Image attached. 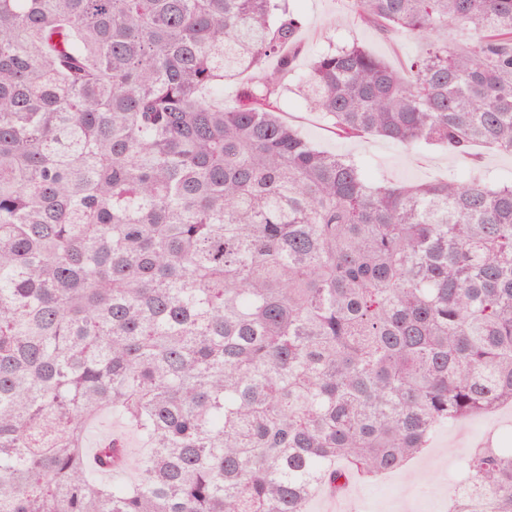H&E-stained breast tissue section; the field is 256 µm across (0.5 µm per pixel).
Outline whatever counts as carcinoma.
I'll return each mask as SVG.
<instances>
[{"label": "carcinoma", "instance_id": "carcinoma-1", "mask_svg": "<svg viewBox=\"0 0 512 512\" xmlns=\"http://www.w3.org/2000/svg\"><path fill=\"white\" fill-rule=\"evenodd\" d=\"M344 138L512 155V0H350ZM288 0H0V512H306L512 405V178L369 182L280 117ZM247 76L224 105V81ZM143 444L86 442L92 420ZM448 512H512L476 448ZM120 439L127 448L129 461L134 462L142 451L138 438L117 420L99 418L92 424V432L89 440V448H95L99 441L111 436Z\"/></svg>", "mask_w": 512, "mask_h": 512}]
</instances>
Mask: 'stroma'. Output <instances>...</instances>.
Returning a JSON list of instances; mask_svg holds the SVG:
<instances>
[{
    "instance_id": "35a3bbf8",
    "label": "stroma",
    "mask_w": 512,
    "mask_h": 512,
    "mask_svg": "<svg viewBox=\"0 0 512 512\" xmlns=\"http://www.w3.org/2000/svg\"><path fill=\"white\" fill-rule=\"evenodd\" d=\"M290 5L304 17L305 25L282 110L284 120L304 138L321 150L360 161L370 179L381 184L459 177L475 166L493 175L512 173V156L487 147L477 148L474 158L469 159L435 147L408 153L380 138L336 135L319 113L310 111L297 89V77L305 73L311 57L329 41H354L397 66L415 52L417 41L412 37L382 38L357 20L346 0H290ZM488 441L512 448L511 406L441 427L404 471L358 481L350 490V498L357 512H448V489L465 474L463 455Z\"/></svg>"
}]
</instances>
